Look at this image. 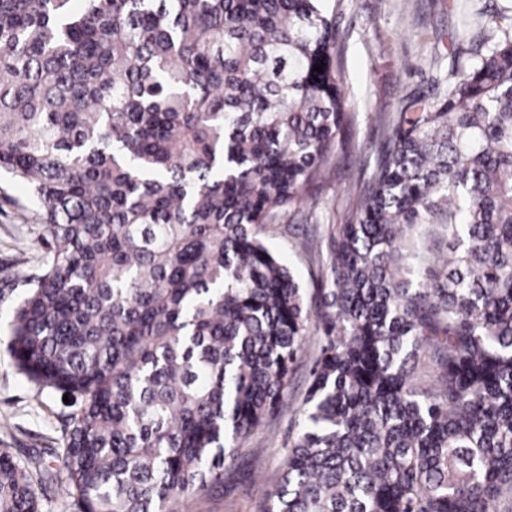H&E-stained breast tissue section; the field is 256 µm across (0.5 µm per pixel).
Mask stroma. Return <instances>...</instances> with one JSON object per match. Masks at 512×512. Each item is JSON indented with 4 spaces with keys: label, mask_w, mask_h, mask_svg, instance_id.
I'll return each instance as SVG.
<instances>
[{
    "label": "stroma",
    "mask_w": 512,
    "mask_h": 512,
    "mask_svg": "<svg viewBox=\"0 0 512 512\" xmlns=\"http://www.w3.org/2000/svg\"><path fill=\"white\" fill-rule=\"evenodd\" d=\"M323 6L337 28L336 65L349 101V124L337 149L340 163L320 188L317 206L277 216L265 230L310 296L326 287L327 267L296 253L295 242L308 239L316 250H327L334 225L355 218L357 195L367 186L385 142L384 113L400 111L416 97H442L451 65H466L469 57L454 41L452 0H323ZM25 200L18 185L0 180V289H12L0 301V414L9 418L8 427L0 428V448L23 463L50 459L65 436L68 412L60 395L39 391L18 372L6 348V308L26 292V278L40 272L34 221L18 209ZM319 354L317 338H310L297 356L279 409L241 441L235 460L225 464L222 492L188 499L184 512H257L280 477Z\"/></svg>",
    "instance_id": "35a3bbf8"
}]
</instances>
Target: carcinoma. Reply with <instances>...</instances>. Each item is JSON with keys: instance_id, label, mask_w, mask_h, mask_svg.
Masks as SVG:
<instances>
[{"instance_id": "cac0c4a2", "label": "carcinoma", "mask_w": 512, "mask_h": 512, "mask_svg": "<svg viewBox=\"0 0 512 512\" xmlns=\"http://www.w3.org/2000/svg\"><path fill=\"white\" fill-rule=\"evenodd\" d=\"M322 2L0 0V172L42 247L7 350L71 400L56 476L77 512L222 491L314 332L258 512H512V25L465 18L469 69L385 116L311 303L265 230L316 199L347 120ZM41 467L0 449V512H40Z\"/></svg>"}]
</instances>
